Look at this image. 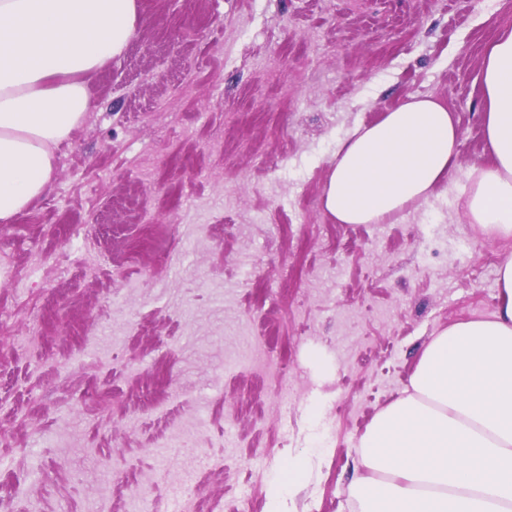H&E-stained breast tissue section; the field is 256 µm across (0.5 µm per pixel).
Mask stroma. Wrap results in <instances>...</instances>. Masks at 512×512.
Masks as SVG:
<instances>
[{
	"label": "stroma",
	"mask_w": 512,
	"mask_h": 512,
	"mask_svg": "<svg viewBox=\"0 0 512 512\" xmlns=\"http://www.w3.org/2000/svg\"><path fill=\"white\" fill-rule=\"evenodd\" d=\"M138 3L50 190L0 223V512H266L276 484L286 512H353L376 413L499 303L512 241L463 202L512 0ZM411 95L459 125L449 186L336 223L339 143Z\"/></svg>",
	"instance_id": "stroma-1"
}]
</instances>
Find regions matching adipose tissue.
Masks as SVG:
<instances>
[{"label": "adipose tissue", "instance_id": "obj_1", "mask_svg": "<svg viewBox=\"0 0 512 512\" xmlns=\"http://www.w3.org/2000/svg\"><path fill=\"white\" fill-rule=\"evenodd\" d=\"M137 0H0V223H13L53 179L52 150L84 120L82 74L125 51ZM487 166L468 172L463 208L512 239V29L487 47ZM448 106L412 95L344 139L323 189L340 224H385L427 200L456 160ZM500 304L424 347L401 397L359 441L350 497L359 512H512V257L497 269Z\"/></svg>", "mask_w": 512, "mask_h": 512}]
</instances>
